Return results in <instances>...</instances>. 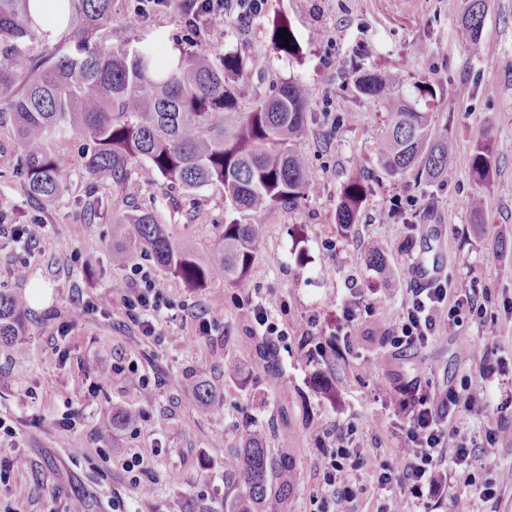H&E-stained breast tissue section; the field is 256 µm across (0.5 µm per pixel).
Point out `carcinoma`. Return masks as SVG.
Returning a JSON list of instances; mask_svg holds the SVG:
<instances>
[{"mask_svg": "<svg viewBox=\"0 0 512 512\" xmlns=\"http://www.w3.org/2000/svg\"><path fill=\"white\" fill-rule=\"evenodd\" d=\"M119 2L58 0L47 23L64 28L75 54L58 56L48 50L33 58L18 43L44 42L51 30L33 16L30 0H0V130H9L17 140L24 191L41 204L62 197L72 163L50 152L47 142L48 132L62 121L91 141L82 157L90 219L97 214V191L124 187L133 160H146L151 173L186 190L221 184L224 198L240 217L224 224L220 243L208 258L197 259L192 246L173 239L155 214L134 210L112 216L121 237L112 247V265L124 266L140 250L191 287L218 280L241 284L266 232L265 225L246 222L247 213L297 201L316 189L308 159L297 147L307 131L311 88L290 80L244 112L235 82L247 66L235 53L214 64L203 54L187 52L174 64L150 45L133 53L101 47L97 35L118 18ZM465 2L461 26L475 41L486 0ZM355 86L360 96L388 112L377 148L387 175L414 171L428 181L455 176L448 128L418 108L420 100L436 95L432 85L416 83L409 95L399 74L357 69ZM492 159V146L478 145L472 177L485 180ZM367 193L356 176L345 184L336 207L342 231L358 222ZM367 259L378 274H390L378 245L367 249ZM26 316L22 296L0 292V343H19ZM255 350L263 368L277 374L269 343L262 340ZM186 385L194 405L211 407L215 394L207 380L190 377ZM295 481L292 466L270 455L264 433L246 425L239 450L224 457V486L236 490L224 496V512H265L271 495H288Z\"/></svg>", "mask_w": 512, "mask_h": 512, "instance_id": "1", "label": "carcinoma"}]
</instances>
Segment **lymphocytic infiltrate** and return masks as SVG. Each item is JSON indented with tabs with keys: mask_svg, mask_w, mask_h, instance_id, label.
Listing matches in <instances>:
<instances>
[{
	"mask_svg": "<svg viewBox=\"0 0 512 512\" xmlns=\"http://www.w3.org/2000/svg\"><path fill=\"white\" fill-rule=\"evenodd\" d=\"M203 21L212 25L225 14H235L241 24H248L264 10L266 0H198ZM121 302L129 316L135 318L143 335L156 332V324L168 306L161 285L150 270L138 266L133 268L129 284ZM447 312L448 329L456 331L465 317H484L487 309L479 304L473 282L456 283L432 281L428 287L410 291L408 302L391 341L397 348H412L426 345L436 327L438 312ZM390 402L403 415L400 425L406 436V448L401 460L394 465L381 466L377 475L380 488L398 485V494L389 496L382 512H405L407 504L420 503L425 496L436 493L441 487L444 472L442 463L450 466L471 464L474 450L467 441L457 442L455 448H446L448 421L460 409L487 407L491 395L487 388H467L464 392L449 390L444 397L421 393L406 386L391 392ZM353 427H337L335 452L325 460L323 481L330 492L336 512H352L355 499L353 473L361 463V452L356 448L352 436Z\"/></svg>",
	"mask_w": 512,
	"mask_h": 512,
	"instance_id": "obj_1",
	"label": "lymphocytic infiltrate"
}]
</instances>
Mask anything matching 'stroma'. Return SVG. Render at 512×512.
Segmentation results:
<instances>
[{
	"label": "stroma",
	"instance_id": "obj_1",
	"mask_svg": "<svg viewBox=\"0 0 512 512\" xmlns=\"http://www.w3.org/2000/svg\"><path fill=\"white\" fill-rule=\"evenodd\" d=\"M288 24L296 54L273 44L276 25ZM161 42L164 52L204 50L213 58L233 52L263 68H248L237 82L242 110L288 80L306 82L312 96L301 148L318 181L316 193L292 205L253 213L266 227L251 270L238 286L214 283L191 288L153 257L136 253L132 265L155 274L170 302L151 337L124 313L120 296L128 268L111 261L112 216L150 210L171 235L189 241L199 257L216 247L234 213L224 188L186 192L148 174L134 162L120 191L104 190L102 216L87 222L76 199L83 193L79 162L88 144L70 129L54 133L50 147L74 167L62 199L30 204L11 135L0 136V212L8 223H44L33 242L0 233V292L26 296L29 317L22 338L26 353L0 344V418L14 433L0 438V512H202L224 500V457L239 447L251 424L263 430L277 459L290 460L296 484L288 498L273 497L271 512H314L324 497L319 465L332 451L336 425L355 428L366 462L355 473L353 512H380L386 493L374 469L398 461L405 436L395 424L387 391L405 385L446 393L464 384L487 386L489 407L461 411L460 434L476 446L477 478H504L497 503L478 499L457 472L431 495L421 512H512V386L482 378L478 358L498 361L512 379V0H488L478 40L463 41L460 16L448 0H267L250 25L225 16L210 31L188 36L178 5L168 4L136 22L119 21L104 35L105 48L139 49ZM390 70L407 84H432L435 97L421 101L455 144L452 180L429 182L415 175L386 176L376 142L386 123L378 105L360 97L354 67ZM495 146L488 181L475 180L469 162L481 141ZM369 187L361 217L350 232L336 225L341 190L351 175ZM482 197L484 224L471 221L468 204ZM378 241L392 269L377 276L364 245ZM434 265L439 280L467 278L483 293L487 320H467L455 332L439 330L425 346L399 350L398 326L418 259ZM25 266L26 279L14 271ZM263 303L271 321L287 328L276 339L279 366L269 376L254 353L256 327L241 304ZM356 311L353 351L312 361L309 343L344 307ZM212 321L201 335L199 318ZM317 318L311 328L309 318ZM471 348L476 360L463 364ZM233 363L249 374L247 386L224 375ZM211 384L216 404L200 412L184 380ZM150 398H143L139 379ZM128 419L103 436L113 412ZM139 456L143 469L124 466Z\"/></svg>",
	"mask_w": 512,
	"mask_h": 512
}]
</instances>
